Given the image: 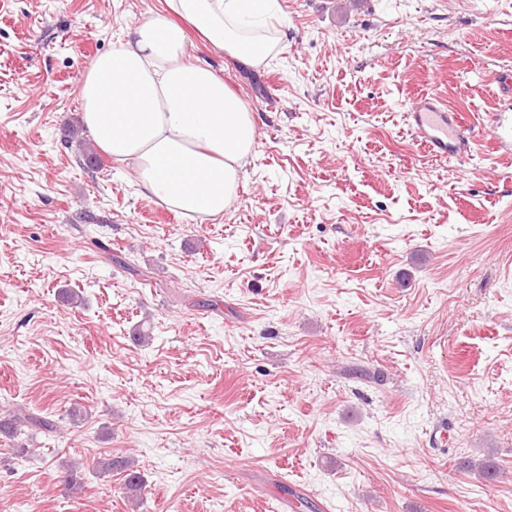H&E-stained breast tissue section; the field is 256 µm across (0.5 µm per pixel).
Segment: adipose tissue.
<instances>
[{"label": "adipose tissue", "instance_id": "ef3b65f1", "mask_svg": "<svg viewBox=\"0 0 512 512\" xmlns=\"http://www.w3.org/2000/svg\"><path fill=\"white\" fill-rule=\"evenodd\" d=\"M275 0H165L167 17L136 24L99 55L80 87L81 119L100 148L132 164L143 191L192 219L236 203L257 148V119L207 59L189 58L187 28L250 65L280 39L267 31Z\"/></svg>", "mask_w": 512, "mask_h": 512}]
</instances>
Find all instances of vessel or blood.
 <instances>
[{
	"label": "vessel or blood",
	"mask_w": 512,
	"mask_h": 512,
	"mask_svg": "<svg viewBox=\"0 0 512 512\" xmlns=\"http://www.w3.org/2000/svg\"><path fill=\"white\" fill-rule=\"evenodd\" d=\"M407 119L415 137L433 158L454 161L472 153L469 122L442 97L418 95L407 111Z\"/></svg>",
	"instance_id": "b4317fda"
}]
</instances>
